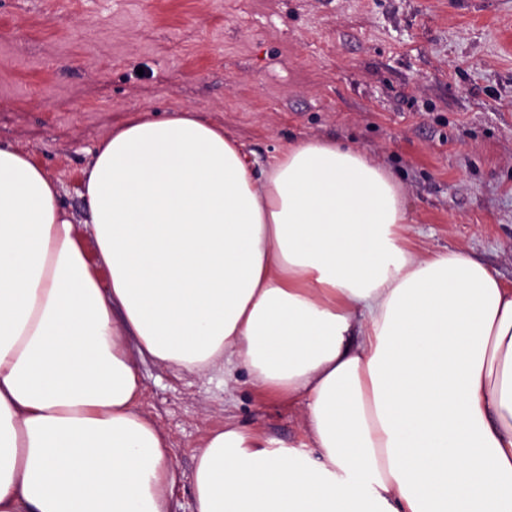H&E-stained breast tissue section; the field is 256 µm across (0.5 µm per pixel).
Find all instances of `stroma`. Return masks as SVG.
Here are the masks:
<instances>
[{
  "label": "stroma",
  "instance_id": "35a3bbf8",
  "mask_svg": "<svg viewBox=\"0 0 512 512\" xmlns=\"http://www.w3.org/2000/svg\"><path fill=\"white\" fill-rule=\"evenodd\" d=\"M185 110L250 161L351 142L403 184L413 242L465 249L512 287V0H0V144L60 183L82 237L99 141ZM138 369V409L182 475L171 512H195L194 454L214 428L301 435L300 403L245 367Z\"/></svg>",
  "mask_w": 512,
  "mask_h": 512
}]
</instances>
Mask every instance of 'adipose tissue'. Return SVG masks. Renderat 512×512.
Instances as JSON below:
<instances>
[{
	"mask_svg": "<svg viewBox=\"0 0 512 512\" xmlns=\"http://www.w3.org/2000/svg\"><path fill=\"white\" fill-rule=\"evenodd\" d=\"M82 195L90 250L0 145V512H169L147 358L303 405L289 448L211 431L196 512H512V288L411 244L388 168L330 139L254 167L184 111L115 127Z\"/></svg>",
	"mask_w": 512,
	"mask_h": 512,
	"instance_id": "obj_1",
	"label": "adipose tissue"
}]
</instances>
